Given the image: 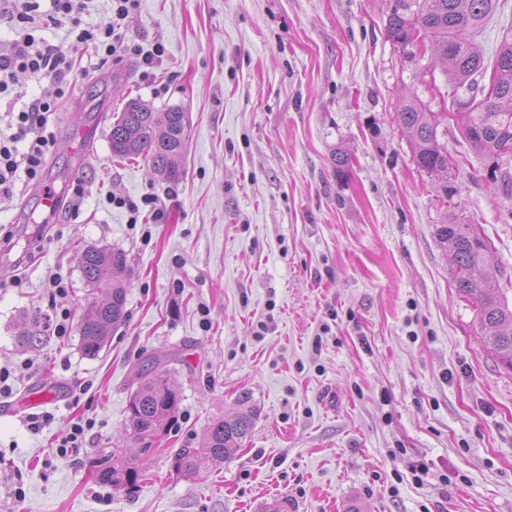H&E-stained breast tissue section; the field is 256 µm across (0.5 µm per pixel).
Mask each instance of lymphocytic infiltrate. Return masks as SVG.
Returning <instances> with one entry per match:
<instances>
[{
	"instance_id": "f902f5d3",
	"label": "lymphocytic infiltrate",
	"mask_w": 512,
	"mask_h": 512,
	"mask_svg": "<svg viewBox=\"0 0 512 512\" xmlns=\"http://www.w3.org/2000/svg\"><path fill=\"white\" fill-rule=\"evenodd\" d=\"M109 15L100 24L83 26L85 0H0V20L17 30L19 37L9 48L0 49V95L11 94L15 75L23 71L48 81L54 96L32 99L12 113L7 131H0V196H10L18 180L39 182L53 152L55 137L49 128L52 112L66 98L74 81L85 69L73 55L74 48L92 50L100 63H107L117 50L138 56L142 67H153L165 49L149 52L126 44L120 33L122 20L134 10L137 0H109ZM53 25L70 24L74 35L72 50L35 37L38 19Z\"/></svg>"
}]
</instances>
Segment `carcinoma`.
Instances as JSON below:
<instances>
[{
    "mask_svg": "<svg viewBox=\"0 0 512 512\" xmlns=\"http://www.w3.org/2000/svg\"><path fill=\"white\" fill-rule=\"evenodd\" d=\"M499 0H394L387 22L388 37L406 46L417 40L430 45L432 58L448 64V95L457 110L464 134L484 159L495 188L512 200V35L496 48L493 69L485 64L474 39L498 8ZM497 79L492 94L479 91L487 71ZM410 138L419 168L430 174L448 171V150L438 140L434 113L413 100L398 113ZM188 141V117L178 105L158 114L143 100H129L112 122L109 142L118 159L144 158L164 181L179 178L178 159ZM437 242L452 259L453 285L459 297L473 303L485 349L512 370V303L505 289L488 272L493 252L475 225L443 219L436 225ZM79 266L87 285L97 294L77 324L80 348L90 358L107 346L111 332L127 317L129 268L125 252L114 248H86ZM160 360L134 367L127 404L132 437L143 455L155 452L153 440L166 435L181 403L178 391ZM254 413L214 420L198 448H179L172 456L174 472L190 479L210 464L222 462L242 446L253 428ZM99 483L133 492L144 470L125 456L106 454L95 460Z\"/></svg>",
    "mask_w": 512,
    "mask_h": 512,
    "instance_id": "cac0c4a2",
    "label": "carcinoma"
}]
</instances>
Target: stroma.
Returning <instances> with one entry per match:
<instances>
[{
	"label": "stroma",
	"instance_id": "stroma-1",
	"mask_svg": "<svg viewBox=\"0 0 512 512\" xmlns=\"http://www.w3.org/2000/svg\"><path fill=\"white\" fill-rule=\"evenodd\" d=\"M391 0H138L126 38L164 55L143 75L120 55L79 78L82 104L53 117L44 180L74 179L76 129L101 125L78 214L47 216L17 183L0 199V367L12 394L52 390L35 432L0 396V512H247L286 490L302 512H512V370L480 341L453 286L435 226L476 225L512 300V202L455 118L448 68L404 55L387 36ZM139 98L190 121L180 177L113 158L117 112ZM415 99L439 119L447 175L418 167L397 114ZM349 162L337 167L336 153ZM456 193L440 198L441 184ZM159 196L138 217L118 195ZM89 247L124 250L128 318L90 358L78 333L16 342L57 305L79 317L93 295L78 267ZM21 287H12L13 279ZM166 358L180 411L133 493L100 485L101 452L133 454L128 384ZM254 411L252 432L194 479L170 467L212 420ZM83 448L59 456L71 419ZM423 466L413 475L415 466Z\"/></svg>",
	"mask_w": 512,
	"mask_h": 512
}]
</instances>
